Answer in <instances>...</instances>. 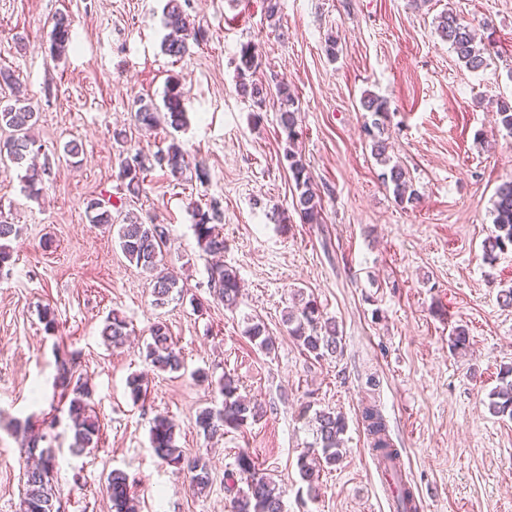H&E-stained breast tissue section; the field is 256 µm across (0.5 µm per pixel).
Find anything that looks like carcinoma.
<instances>
[{
  "instance_id": "obj_1",
  "label": "carcinoma",
  "mask_w": 512,
  "mask_h": 512,
  "mask_svg": "<svg viewBox=\"0 0 512 512\" xmlns=\"http://www.w3.org/2000/svg\"><path fill=\"white\" fill-rule=\"evenodd\" d=\"M435 32L447 42L464 66L478 72L488 66L493 51L492 43L478 37L475 29L457 14L444 11L433 21ZM164 26L169 30L163 43L164 51L171 57L182 58L190 44L199 43L202 30L196 26L184 10L181 0H168L164 8ZM51 51L61 54L72 43V24L68 16L60 14L53 18ZM259 66L258 47L247 43L241 46L236 57L237 93L252 101L261 109L266 105L269 91L265 85L253 80ZM9 87L11 99L0 101V127L11 131L10 138L0 144V164L26 166L25 182L30 194L39 193L47 168L26 165L28 158L40 153L42 145L31 136L32 126L37 122V113L20 89L13 72L0 68V85ZM279 102V125L285 135L286 147L283 159L294 181L297 197L294 211L304 224H320L321 198L313 188L311 176L303 163L295 144L298 140L297 108L295 97L286 84L277 88ZM363 111L372 115V126L366 128L371 138L372 155L384 167L381 173L384 185L392 189L395 202L399 205L413 204L416 193L410 190V177L401 165L391 163L389 144L384 138V125L388 114L386 99L365 94L360 100ZM498 124L512 133V99L496 100ZM136 124L153 129L165 123L173 129L185 124V91L178 78L168 80L163 95V106L153 101L140 102L134 113ZM155 163L168 170L174 177L183 174L188 166L187 154L173 143L167 150L155 155ZM146 165L140 154H128L121 161L117 179L127 191L139 195L143 192ZM85 215L91 224L113 226L112 204L99 198L87 200ZM193 229L198 247L208 255H220L227 249L224 235L213 224L209 212L195 206L192 209ZM18 236V229L0 215V276L11 266L12 254L6 241ZM168 239L164 224L154 218L139 220L125 218L118 229L119 246L124 255L136 266L152 273L150 281L155 305L166 304L173 293H182L179 277L172 271L158 269V257ZM483 258L493 261L498 255L512 252V180L498 186L494 200L493 230L482 243ZM208 286L214 296L224 302V307L234 310L241 295L240 278L233 268L215 263L207 268ZM295 304L284 314L288 334L301 349L316 360H326L343 354L342 338L336 324L323 319L320 306L312 295L306 297L298 290L294 293ZM101 335L105 342L114 346L124 344L128 335L126 319L114 312L104 324ZM244 335L266 354L275 350V340L269 335L261 321L247 323ZM449 342L454 350H465L470 344L468 329L458 326L453 329ZM146 360L162 371L178 372L184 368L181 353L176 350L169 328L162 322L153 324L149 341L146 342ZM78 356L74 352L61 351L56 354L54 390L67 403L68 428L70 433L69 452L80 456L98 446L101 425L90 408L91 392L88 382L77 373ZM499 385L489 394L490 412L498 417L512 419V366L500 372ZM127 388L133 401L138 402L147 394L144 377L134 375L127 380ZM220 403L201 409L195 418V427L206 439L222 437L232 431L240 432L260 415L258 406L244 399L238 392V383L229 375L218 381ZM362 423L369 440L372 454L391 461H400V453L388 434V426L376 404L362 409ZM314 441L308 450L297 458L301 482L309 495L316 494L324 468L334 466L343 457L342 436L347 430L344 417L331 409L314 412L312 417ZM13 432L22 436L24 452L37 459V464L26 468L23 474V493L20 512H59L54 491L56 451L48 434L34 433L31 418L12 423ZM150 444L154 454L165 464L185 473L189 485L196 493L204 492L211 483L208 461L201 455L190 457L176 444L175 425L165 416H157L150 428ZM245 486H239V483ZM106 490L111 503V512H138L137 504L130 494L128 475L119 469L106 477ZM224 491L229 497L231 512H283L282 492L254 459L241 451L235 459V469L225 475ZM400 512H418V502L411 484L400 489Z\"/></svg>"
}]
</instances>
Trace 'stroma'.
Wrapping results in <instances>:
<instances>
[{
	"instance_id": "obj_1",
	"label": "stroma",
	"mask_w": 512,
	"mask_h": 512,
	"mask_svg": "<svg viewBox=\"0 0 512 512\" xmlns=\"http://www.w3.org/2000/svg\"><path fill=\"white\" fill-rule=\"evenodd\" d=\"M166 0H0V66L14 70L39 114L31 133L49 164L39 196L24 189L23 169H0V214L19 229L13 265L0 278V512H19L26 456L6 429L14 418H51L55 343L80 353L102 441L68 452L67 418L54 443L56 495L64 512H110V471L129 476L139 512H227L224 473L248 452L283 490L285 512H389L361 424L376 398L422 512H512V420L493 416L489 394L512 366V253L489 262L482 242L493 227L496 187L512 178V133L495 123L492 103L512 98V0H282L278 25L262 0H189L204 33L182 58L166 55ZM451 9L488 38L489 66L470 72L436 35L432 19ZM73 22V41L50 51L52 18ZM336 39L339 55L325 52ZM259 45L257 76L287 83L298 103L296 148L322 198V223L293 214L294 183L282 162L278 104L263 110L236 91L241 44ZM187 92L188 124L141 131L139 100L161 102L168 76ZM388 99L385 135L410 173L418 201L397 204L383 184L364 127L362 96ZM145 156L178 143L191 163L182 176L155 168L146 191L129 195L115 175L121 146ZM83 145L79 163L63 152ZM205 178H198L195 164ZM157 217L168 231L159 265L177 271L184 296L155 305L150 277L131 263L115 231L89 223L87 199ZM215 207L239 273L242 297L227 310L208 287L190 203ZM289 222H282V215ZM317 298L343 336L341 357L315 361L288 334L283 312L292 293ZM60 328L48 334L43 306ZM130 324L128 345L101 336L111 312ZM263 321L275 340L264 354L244 334ZM164 322L184 356L178 372L145 361L155 322ZM464 326L467 350L449 347ZM206 369L212 384L192 374ZM143 374L147 397L133 402L128 376ZM262 416L243 431L208 441L197 413L219 403L223 374ZM375 388H368V379ZM341 412L344 456L326 468L316 498L303 489L298 456L312 442L304 406ZM176 426L187 455L210 461L213 482L195 495L163 464L149 440L156 416Z\"/></svg>"
}]
</instances>
